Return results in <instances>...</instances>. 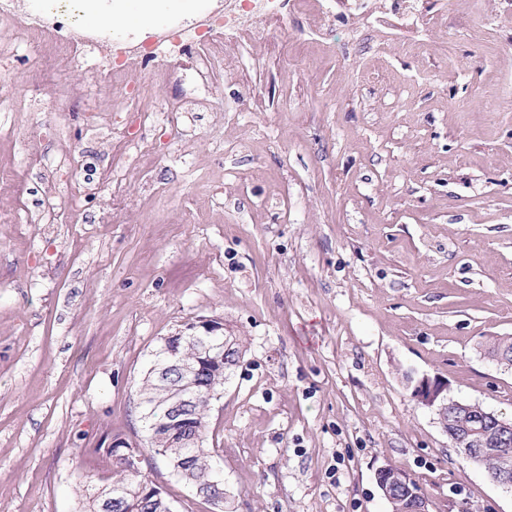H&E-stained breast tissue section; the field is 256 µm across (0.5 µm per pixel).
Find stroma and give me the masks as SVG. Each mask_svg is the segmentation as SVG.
<instances>
[{
    "label": "stroma",
    "mask_w": 512,
    "mask_h": 512,
    "mask_svg": "<svg viewBox=\"0 0 512 512\" xmlns=\"http://www.w3.org/2000/svg\"><path fill=\"white\" fill-rule=\"evenodd\" d=\"M326 7L334 47L292 12L206 83L188 59L220 32L122 62L193 26L186 0L109 31L44 0L0 16V512H81L116 437L178 512H212L138 408L163 338L212 317L243 350L206 431L226 512H388L385 465L429 512H512L406 381L512 415V370L484 351L512 336V0H421L418 26ZM55 21L83 53L44 40ZM136 87L166 118L117 187L113 109ZM177 33H179L177 38L169 39L167 32L163 36L149 39L136 46L133 51H125L124 55L127 60H155L159 57L161 58L162 54L165 56L166 52L170 51L172 48H177L179 52H181V49L184 47V42L188 39V34H186L184 30H178ZM163 44H166V50L163 51V53L158 52V47Z\"/></svg>",
    "instance_id": "stroma-1"
}]
</instances>
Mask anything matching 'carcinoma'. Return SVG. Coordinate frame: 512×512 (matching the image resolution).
I'll return each mask as SVG.
<instances>
[{
	"label": "carcinoma",
	"instance_id": "cac0c4a2",
	"mask_svg": "<svg viewBox=\"0 0 512 512\" xmlns=\"http://www.w3.org/2000/svg\"><path fill=\"white\" fill-rule=\"evenodd\" d=\"M219 342L199 338L189 344L176 346L182 360L188 364H196L203 359V351L211 349L217 351ZM488 353L503 358L501 365L512 368V336H493L487 340ZM242 352L237 337L227 338V350L224 362L218 366H204L195 376L194 390L197 398L189 404L186 414L189 424L180 433L183 443L176 447L167 446V440L157 436L151 428V420H158L165 415L169 404V396L184 384V378L176 371L169 372L166 381L157 380L155 373L150 372L142 378L139 393L142 415H151L152 419H144L147 440L151 450L164 459L175 460L179 466L191 476L204 484L211 481L212 459L208 449L204 448V437L207 426L208 412L211 402L207 400L206 393L213 390H224L226 374L233 372L241 361ZM470 410L457 413L453 416V424L448 439L456 448L465 445L464 434L466 427L486 413L484 406L479 402L469 403ZM461 461L473 462L488 470H495L500 464V457L495 449L487 448L479 456L460 454ZM155 484L142 472H133L123 467L119 462H113L112 488H120L125 493L127 508L125 512H169L171 503L162 495L151 492Z\"/></svg>",
	"mask_w": 512,
	"mask_h": 512
}]
</instances>
